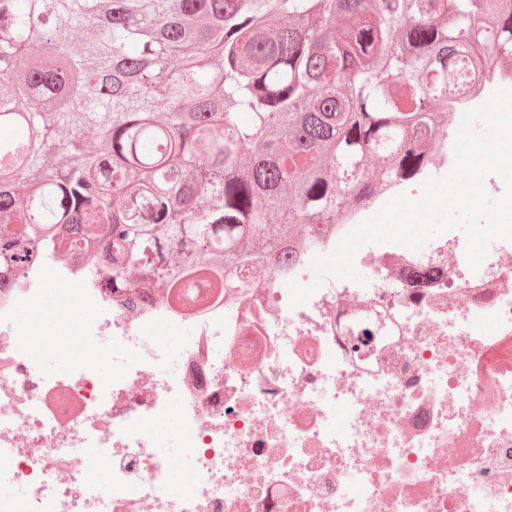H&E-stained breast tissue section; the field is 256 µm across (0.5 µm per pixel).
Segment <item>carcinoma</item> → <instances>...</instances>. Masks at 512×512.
<instances>
[{"label":"carcinoma","instance_id":"obj_1","mask_svg":"<svg viewBox=\"0 0 512 512\" xmlns=\"http://www.w3.org/2000/svg\"><path fill=\"white\" fill-rule=\"evenodd\" d=\"M502 59L512 0H0V262L232 293L444 161Z\"/></svg>","mask_w":512,"mask_h":512}]
</instances>
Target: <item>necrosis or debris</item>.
Masks as SVG:
<instances>
[{"label":"necrosis or debris","mask_w":512,"mask_h":512,"mask_svg":"<svg viewBox=\"0 0 512 512\" xmlns=\"http://www.w3.org/2000/svg\"><path fill=\"white\" fill-rule=\"evenodd\" d=\"M349 230L234 301L118 298L77 249L50 280L0 263V512H512V242L475 272L456 230L367 245L364 283L291 306Z\"/></svg>","instance_id":"necrosis-or-debris-1"}]
</instances>
